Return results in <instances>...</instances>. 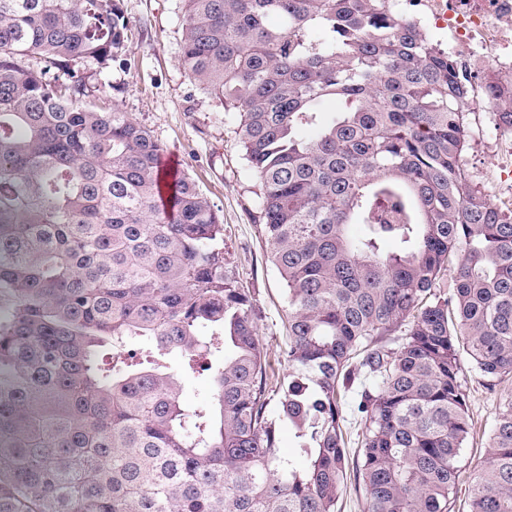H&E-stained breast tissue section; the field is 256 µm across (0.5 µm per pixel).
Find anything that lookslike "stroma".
<instances>
[{
	"label": "stroma",
	"instance_id": "35a3bbf8",
	"mask_svg": "<svg viewBox=\"0 0 512 512\" xmlns=\"http://www.w3.org/2000/svg\"><path fill=\"white\" fill-rule=\"evenodd\" d=\"M134 29L124 55L108 68L75 64L86 76L101 109L119 106L179 160V168L218 210L224 224V256L240 287L256 300L257 328L264 351L277 358L286 343L288 303L271 249L256 221L260 195L257 175L245 158L237 116L195 86L180 56V0H123ZM472 139L464 160L471 180L502 210L512 209V155L493 113L476 107L469 115ZM462 383L472 421L462 464L481 469L486 458L500 395L512 389L508 377L497 391L471 365Z\"/></svg>",
	"mask_w": 512,
	"mask_h": 512
}]
</instances>
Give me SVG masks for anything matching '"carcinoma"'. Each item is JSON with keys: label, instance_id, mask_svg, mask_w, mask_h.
Here are the masks:
<instances>
[{"label": "carcinoma", "instance_id": "1", "mask_svg": "<svg viewBox=\"0 0 512 512\" xmlns=\"http://www.w3.org/2000/svg\"><path fill=\"white\" fill-rule=\"evenodd\" d=\"M181 2V65L238 114L260 180L288 373L218 211L185 174L161 189L165 147L85 100L71 65L123 54L122 0H0V512H336L358 380L364 512H452L465 478L469 512H512V390L485 465L461 466V354L491 386L512 376V213L471 183L468 115L512 133V81L474 85L389 0ZM203 372L212 403L189 406L182 377Z\"/></svg>", "mask_w": 512, "mask_h": 512}]
</instances>
